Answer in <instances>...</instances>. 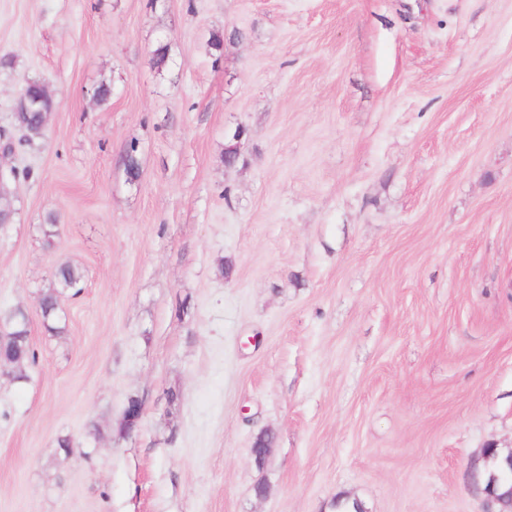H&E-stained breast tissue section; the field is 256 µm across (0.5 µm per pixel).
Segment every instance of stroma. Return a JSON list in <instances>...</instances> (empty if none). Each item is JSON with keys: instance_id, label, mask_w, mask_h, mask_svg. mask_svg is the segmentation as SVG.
<instances>
[{"instance_id": "1", "label": "stroma", "mask_w": 512, "mask_h": 512, "mask_svg": "<svg viewBox=\"0 0 512 512\" xmlns=\"http://www.w3.org/2000/svg\"><path fill=\"white\" fill-rule=\"evenodd\" d=\"M32 79L56 109L0 159V308L36 353L0 364V512H482L470 472L512 448V0H0V130ZM85 285V274L79 267L64 264L57 268L54 282L40 294L39 306L46 330L60 336L64 333L65 324L60 314L61 301L66 296L81 293Z\"/></svg>"}]
</instances>
